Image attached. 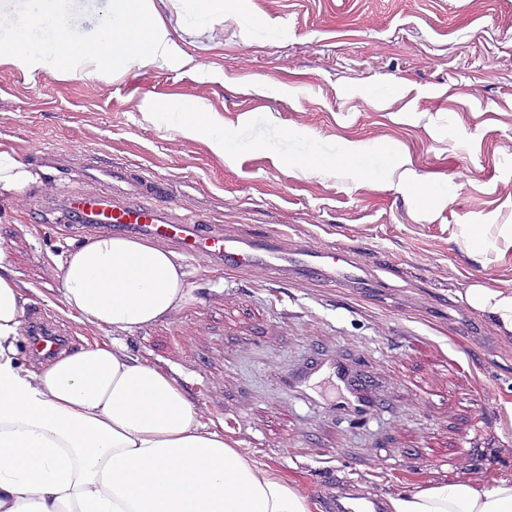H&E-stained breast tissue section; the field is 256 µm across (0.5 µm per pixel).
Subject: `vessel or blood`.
I'll list each match as a JSON object with an SVG mask.
<instances>
[{"mask_svg": "<svg viewBox=\"0 0 512 512\" xmlns=\"http://www.w3.org/2000/svg\"><path fill=\"white\" fill-rule=\"evenodd\" d=\"M87 177L89 189L65 195L59 203L41 205L54 223L71 224L81 238L105 232L138 234L167 244L186 260L207 259L218 267L259 271L273 283L316 277L347 285L367 279L352 255L334 246L288 247L280 235L264 231L250 236L226 233L223 225L196 217L179 219L168 211L166 183L137 174L120 165L95 166ZM32 346L53 354L59 349L57 331L37 322ZM283 386L298 398L328 415H344L370 422L382 408V395L352 360L336 351L322 350L288 374ZM331 512H384L381 495L339 481L324 491Z\"/></svg>", "mask_w": 512, "mask_h": 512, "instance_id": "1", "label": "vessel or blood"}]
</instances>
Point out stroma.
I'll return each mask as SVG.
<instances>
[{
	"label": "stroma",
	"instance_id": "35a3bbf8",
	"mask_svg": "<svg viewBox=\"0 0 512 512\" xmlns=\"http://www.w3.org/2000/svg\"><path fill=\"white\" fill-rule=\"evenodd\" d=\"M195 8L153 0L179 57L160 69L130 63L87 79L0 66V149L41 173L17 203H0V248L26 313L59 325L70 348L115 342L168 373L205 429L301 491L311 512H325L317 489L336 478L385 497L463 480L464 462L476 480H511L512 338L457 293L512 282V0H233L203 29L188 21ZM187 97L247 150L228 163L152 120ZM311 139L326 151L383 145L403 172L375 181L291 168ZM47 152L63 167L44 166ZM108 161L168 182L178 215L347 248L386 288L276 285L202 259L184 265L189 295L174 316L132 332L78 322L59 303V262L79 239L40 228L34 205L85 188V166ZM438 184L447 197L434 196ZM468 224L487 225L497 250L475 254ZM321 348L384 383L387 407L368 427L282 388ZM378 451L383 463L371 464Z\"/></svg>",
	"mask_w": 512,
	"mask_h": 512
}]
</instances>
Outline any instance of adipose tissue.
Instances as JSON below:
<instances>
[{"label": "adipose tissue", "mask_w": 512, "mask_h": 512, "mask_svg": "<svg viewBox=\"0 0 512 512\" xmlns=\"http://www.w3.org/2000/svg\"><path fill=\"white\" fill-rule=\"evenodd\" d=\"M157 122L204 139L225 159L243 148L189 99ZM301 169L343 165L375 180L398 170L382 147L346 143L292 161ZM39 175L0 149V199ZM61 303L89 324L131 332L169 317L186 297L178 256L105 235L60 263ZM460 298L512 335V287L474 282ZM25 308L0 248V512H310L307 498L223 435L200 427L186 391L169 374L106 345H88L34 367L23 358ZM390 512H512V480L437 483L389 498Z\"/></svg>", "instance_id": "adipose-tissue-1"}]
</instances>
